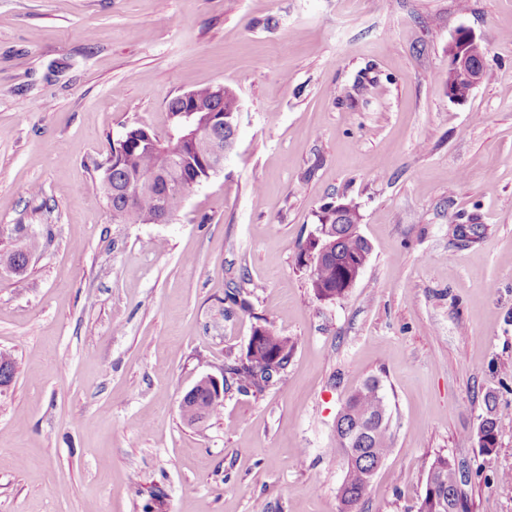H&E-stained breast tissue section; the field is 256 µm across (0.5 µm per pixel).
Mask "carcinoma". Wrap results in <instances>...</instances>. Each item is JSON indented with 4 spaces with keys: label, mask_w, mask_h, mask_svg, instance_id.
Here are the masks:
<instances>
[{
    "label": "carcinoma",
    "mask_w": 512,
    "mask_h": 512,
    "mask_svg": "<svg viewBox=\"0 0 512 512\" xmlns=\"http://www.w3.org/2000/svg\"><path fill=\"white\" fill-rule=\"evenodd\" d=\"M116 174L136 184L154 182L151 193L133 192L130 201L121 197L112 199V209L130 212L117 216L123 223L154 224L159 213H166L171 220L182 208L185 195L166 192L165 182L159 174L170 171L179 176L184 165L196 161L191 152H182L177 142L148 141L143 128L130 129L125 134V142L113 154ZM324 219L332 225L330 252L321 257L311 270V287L316 294L341 299L346 289L339 287L343 260L352 254L366 251L370 246L366 239L350 233L347 224H336L331 217ZM39 241L34 237L26 239L23 249L11 253L8 258L15 269L25 270L28 255L38 250ZM290 340L273 328L264 329V338L256 348L248 349L247 360L234 359L224 364V384L227 390L239 393H261L276 384L280 376L269 378L257 374V370L269 365L278 358L281 368H286L291 355ZM207 408L206 417L220 413L223 402L214 401L207 391L201 389L187 402V407ZM492 401L486 403V415L482 419L477 437L481 452L485 455L497 448L499 428L493 416ZM342 424L336 426V436L330 453L342 463V481L337 491L340 512H359L374 477L375 467L388 457L391 448V434L387 428H377L376 423L387 414L384 397L376 379L366 381L355 389L344 403ZM462 480L458 478L454 461L446 455L436 456L428 466L424 494L414 506V512H471V505L461 491Z\"/></svg>",
    "instance_id": "cac0c4a2"
}]
</instances>
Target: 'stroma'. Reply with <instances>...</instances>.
<instances>
[{
	"instance_id": "obj_1",
	"label": "stroma",
	"mask_w": 512,
	"mask_h": 512,
	"mask_svg": "<svg viewBox=\"0 0 512 512\" xmlns=\"http://www.w3.org/2000/svg\"><path fill=\"white\" fill-rule=\"evenodd\" d=\"M464 28L496 39L459 104ZM510 30L512 0H0V250L41 241L0 268V512H339L336 416L373 378L392 452L361 512H411L439 454L472 512H512ZM217 83L241 106L223 172L118 223L113 143ZM339 202L371 253L323 301L298 256ZM259 324L293 345L282 382L187 424ZM493 406V400H487L486 408H489V410H487L485 417L482 419L477 433L479 447L482 454L485 455H489L490 452L494 451L498 444V423L493 416V410H490Z\"/></svg>"
}]
</instances>
